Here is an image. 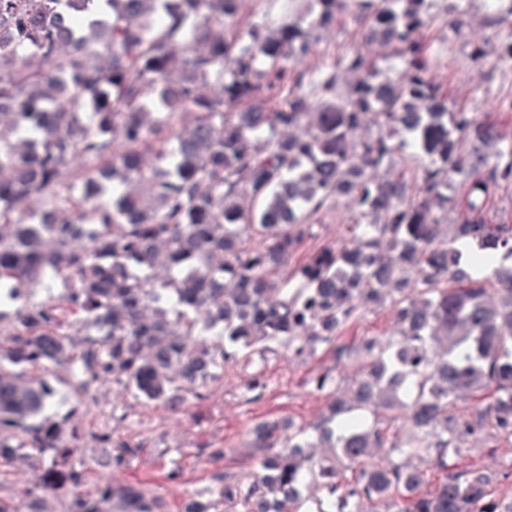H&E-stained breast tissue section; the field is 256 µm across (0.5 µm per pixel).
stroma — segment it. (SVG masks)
I'll use <instances>...</instances> for the list:
<instances>
[{
	"instance_id": "1",
	"label": "stroma",
	"mask_w": 512,
	"mask_h": 512,
	"mask_svg": "<svg viewBox=\"0 0 512 512\" xmlns=\"http://www.w3.org/2000/svg\"><path fill=\"white\" fill-rule=\"evenodd\" d=\"M465 27L476 31V38H464L459 29L449 27L448 0H439L428 34L433 45L446 51L447 57L434 77L451 90L468 87L474 108L482 112L504 94H512V70H503L498 62L497 29L488 24L482 0H473ZM478 46L486 53V65L480 73L471 74L466 63ZM359 219L358 212L350 210L342 215L321 212L312 238L300 245L299 254L336 242L355 244L350 228ZM329 362L325 347H317L311 357L300 360L283 346L272 354L227 364L208 384L205 398L190 399L183 413L173 412L161 402H144L109 382L99 385L91 399L79 401L71 389L68 368L59 366L54 371L56 394L47 413L58 419L70 417V427L80 439L88 468L87 480L92 483L110 474L112 460L111 446L94 441L92 434L104 427L113 406L124 408L131 419L126 436L144 446L126 472V479L152 489L158 498V512H182L185 495L210 486L215 474L233 476L247 470L252 456L248 430L256 421L269 416L286 417L294 426L304 428L317 421L325 399L304 386L303 381ZM257 373L267 377L269 386L264 396L249 402L244 388ZM205 446L224 447L230 454L210 463L201 453ZM174 460L183 469V480L178 484L163 479L165 468Z\"/></svg>"
}]
</instances>
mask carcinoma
<instances>
[{"mask_svg": "<svg viewBox=\"0 0 512 512\" xmlns=\"http://www.w3.org/2000/svg\"><path fill=\"white\" fill-rule=\"evenodd\" d=\"M243 2L0 0V308L14 314L0 326V474L41 464L36 499L84 485L74 432L38 418L58 364L81 398L112 382L176 411L175 392L203 398L215 368L319 342L333 365L305 385L329 412L309 430L254 425L251 470L215 476L222 494L185 512H298L311 483L318 512H512L492 475L452 462L488 428L512 439V225L473 199L512 185L509 98L448 108L426 34L437 0H310L304 27L242 26ZM488 3L493 23L512 16V0ZM343 14L360 45L304 65ZM90 179L108 200L80 197ZM456 187L470 200L450 224ZM341 209L371 217L357 245L288 268L313 217ZM384 302L395 339L348 396L359 340L345 327ZM266 388L255 374L245 392ZM379 403L401 409L403 436L356 414ZM110 416L93 438L114 448L112 474L66 512H154L149 489L118 477L143 444L115 439L128 415Z\"/></svg>", "mask_w": 512, "mask_h": 512, "instance_id": "1", "label": "carcinoma"}]
</instances>
